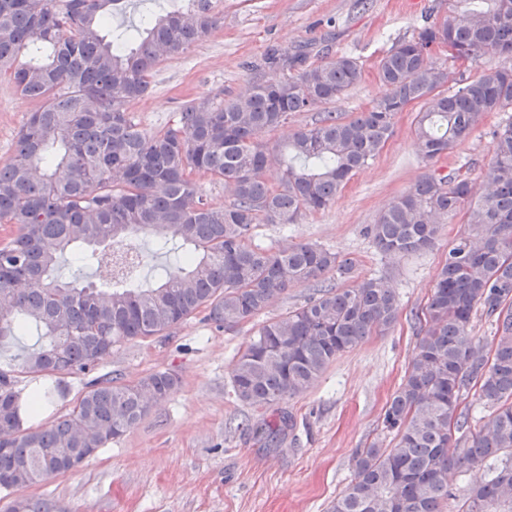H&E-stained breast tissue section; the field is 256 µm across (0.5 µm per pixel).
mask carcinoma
Masks as SVG:
<instances>
[{"label": "carcinoma", "instance_id": "obj_1", "mask_svg": "<svg viewBox=\"0 0 512 512\" xmlns=\"http://www.w3.org/2000/svg\"><path fill=\"white\" fill-rule=\"evenodd\" d=\"M118 0H0V74L36 104L13 157L0 164V344L36 333L40 348L18 367L0 366V490L6 512H66L49 499L17 494L73 471L77 448L106 447L148 413L146 396L167 397L177 378L152 373L136 383L95 378L64 416L25 428L62 393L64 376L90 372L127 341L160 336L204 312L230 330L277 296L356 263L324 247L272 251L251 244L257 224H294L304 211L331 206L347 182L369 166L394 130V118L420 104L415 136L434 161L466 140L489 112L512 109V0H446L448 10L379 62L382 91L373 105L345 119L325 113L296 132L267 174L263 135L289 114L341 99L362 78L356 60L315 65L270 48L265 64L288 75L259 80L243 94L207 105L188 103L167 128L148 132L127 112L143 98L164 59L185 53L220 26L212 0L146 20L137 37L105 38L108 7ZM445 38L473 61L492 54L503 66L442 90L448 71L433 60ZM28 53L27 61L19 56ZM484 171L489 192L475 200L461 175L426 174L367 227L380 252L430 247L441 224L459 213L464 231L448 251L422 311L412 361L384 414L394 446L373 444L353 459V476L329 512H444L456 498L450 476L490 462L492 477L470 489L457 512H512V121L494 131ZM229 186L233 199L212 206L196 176ZM177 255L181 271L162 266L155 286L135 281L121 247L141 234ZM85 265L107 267L108 281L79 284L56 274L67 249ZM482 311L496 325L489 352L471 336ZM401 304L382 276L325 288L305 304L262 324L235 356L239 401L271 409L312 386L336 359L375 332L388 330ZM56 378L19 402L17 375ZM475 388L494 408L472 431L460 397ZM454 451H449V448Z\"/></svg>", "mask_w": 512, "mask_h": 512}]
</instances>
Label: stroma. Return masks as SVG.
Returning a JSON list of instances; mask_svg holds the SVG:
<instances>
[{"label": "stroma", "mask_w": 512, "mask_h": 512, "mask_svg": "<svg viewBox=\"0 0 512 512\" xmlns=\"http://www.w3.org/2000/svg\"><path fill=\"white\" fill-rule=\"evenodd\" d=\"M184 0H118L112 28L135 31ZM223 25L184 55L162 62L147 96L128 106L142 129L171 123L189 102L208 103L244 93L254 78L280 80L263 64L268 48L293 53L307 46L310 63L354 58L362 78L330 108L292 113L264 140L270 160L295 132L314 126L324 111L353 117L380 94V59L411 40L446 8L444 0H213ZM35 104L0 79V163L13 156L20 130ZM418 106L397 114L393 136L374 161L355 175L328 208L306 211L293 224H260L253 245L285 249L317 244L355 259V278L386 277L401 303L397 321L338 356L308 390L268 411L241 403L231 383L237 351L264 321L315 295L319 285H340L336 274L274 298L260 314L224 331L196 316L160 336L113 349L97 375L134 383L170 372L175 390L152 402L145 419L108 444L80 469L27 488V495L55 501L69 512H328L347 486L357 449L389 446L383 418L417 343L416 320L431 295L438 269L462 231L449 218L434 244L410 255H386L366 228L422 175L459 173L482 196L481 172L490 161L492 133L512 120V110L487 114L464 143L440 159L421 154L415 126ZM290 419L273 439H261L262 422Z\"/></svg>", "instance_id": "stroma-1"}]
</instances>
